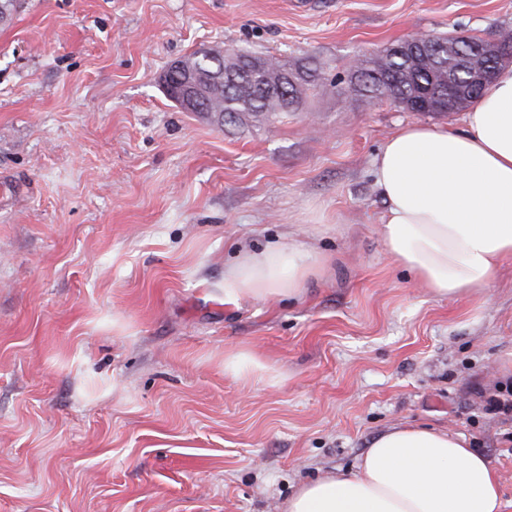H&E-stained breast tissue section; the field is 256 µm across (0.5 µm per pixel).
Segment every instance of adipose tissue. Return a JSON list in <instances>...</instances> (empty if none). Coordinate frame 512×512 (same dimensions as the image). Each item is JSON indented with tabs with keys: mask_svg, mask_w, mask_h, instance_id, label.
<instances>
[{
	"mask_svg": "<svg viewBox=\"0 0 512 512\" xmlns=\"http://www.w3.org/2000/svg\"><path fill=\"white\" fill-rule=\"evenodd\" d=\"M384 200L379 234L395 262L431 293L493 284L512 258V66L499 69L461 127L399 126L373 159ZM323 257L291 237L243 251L224 268V298L297 295ZM489 461L461 435L394 425L351 475L301 484L284 512H503Z\"/></svg>",
	"mask_w": 512,
	"mask_h": 512,
	"instance_id": "adipose-tissue-1",
	"label": "adipose tissue"
}]
</instances>
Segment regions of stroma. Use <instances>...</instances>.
Instances as JSON below:
<instances>
[{"instance_id":"35a3bbf8","label":"stroma","mask_w":512,"mask_h":512,"mask_svg":"<svg viewBox=\"0 0 512 512\" xmlns=\"http://www.w3.org/2000/svg\"><path fill=\"white\" fill-rule=\"evenodd\" d=\"M512 31V0H26L0 23V512H283L396 424L465 436L512 512V260L440 298L379 238L372 161L409 122L343 94L423 33ZM202 49L302 66L297 111L220 125L161 77ZM292 236L290 299L224 298V263ZM270 369L224 373L228 348Z\"/></svg>"}]
</instances>
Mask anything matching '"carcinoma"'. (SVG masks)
Segmentation results:
<instances>
[{
	"mask_svg": "<svg viewBox=\"0 0 512 512\" xmlns=\"http://www.w3.org/2000/svg\"><path fill=\"white\" fill-rule=\"evenodd\" d=\"M193 70L202 87L201 98L185 100L182 89L183 66ZM224 70L238 72L232 86L212 82L213 75ZM321 65L293 70L288 64L252 55L221 52L195 53L175 62L164 76L167 96L187 112L206 106L222 125L239 123L246 116L258 121L276 112H287L300 103L307 92L319 87ZM465 72L448 53L430 51L414 60L391 47L381 57L364 58L355 63L346 91L369 100H390L409 108V104L430 88L440 96L448 94V79L464 81Z\"/></svg>",
	"mask_w": 512,
	"mask_h": 512,
	"instance_id": "obj_1",
	"label": "carcinoma"
}]
</instances>
